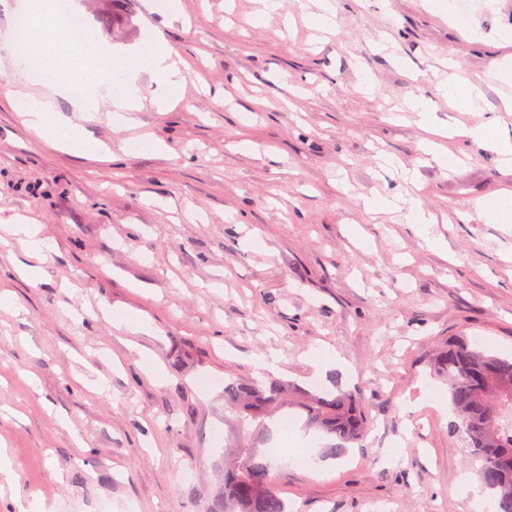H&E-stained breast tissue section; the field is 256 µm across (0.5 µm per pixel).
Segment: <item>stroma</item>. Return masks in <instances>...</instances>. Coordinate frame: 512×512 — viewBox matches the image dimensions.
<instances>
[{
	"mask_svg": "<svg viewBox=\"0 0 512 512\" xmlns=\"http://www.w3.org/2000/svg\"><path fill=\"white\" fill-rule=\"evenodd\" d=\"M77 0L115 50L148 27L191 64L180 100L158 108L141 76L136 124L82 121L11 55L20 0H0V218L41 224L43 255L0 244V448L14 463L0 512H210L224 474V385L262 378L309 387L338 377L356 391L366 437L338 456L294 463L301 423L268 421L274 469L294 512H474L457 478L471 472L450 431L435 352L458 340L512 355V224L479 201L512 186L496 141L512 142V0H333L336 26H314L319 0ZM481 85L479 112L454 111L449 76ZM22 90L83 122L112 150L99 164L33 137L3 99ZM433 125L493 123L492 138H436ZM413 175L438 217L436 247L382 203ZM26 266L44 270L24 279ZM117 314L154 333L117 329ZM335 351L322 373L310 354ZM153 353L158 380L140 369ZM193 471L183 479V471Z\"/></svg>",
	"mask_w": 512,
	"mask_h": 512,
	"instance_id": "stroma-1",
	"label": "stroma"
}]
</instances>
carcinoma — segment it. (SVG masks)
I'll use <instances>...</instances> for the list:
<instances>
[{
	"label": "carcinoma",
	"mask_w": 512,
	"mask_h": 512,
	"mask_svg": "<svg viewBox=\"0 0 512 512\" xmlns=\"http://www.w3.org/2000/svg\"><path fill=\"white\" fill-rule=\"evenodd\" d=\"M433 365L448 378L452 432L478 461V478L496 498L498 512H512V358L463 340L438 353ZM224 411L242 435L225 447L224 482L211 512H288L275 485L274 462L260 448L269 432L265 419L276 413L331 441L327 449L334 456L367 430L355 394L335 381L312 390L277 379L232 381L224 385Z\"/></svg>",
	"instance_id": "1"
}]
</instances>
